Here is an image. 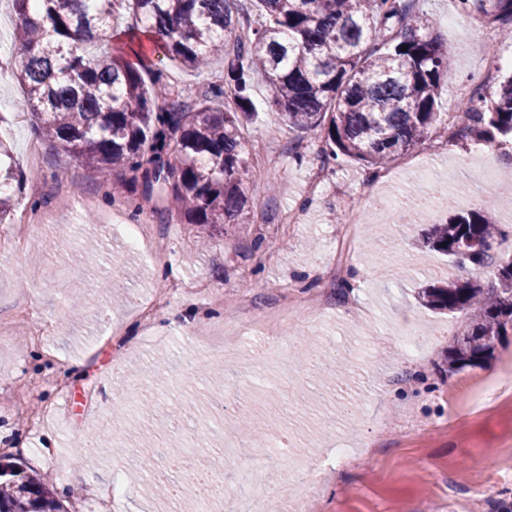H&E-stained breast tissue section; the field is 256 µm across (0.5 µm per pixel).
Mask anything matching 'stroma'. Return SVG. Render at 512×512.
<instances>
[{
	"mask_svg": "<svg viewBox=\"0 0 512 512\" xmlns=\"http://www.w3.org/2000/svg\"><path fill=\"white\" fill-rule=\"evenodd\" d=\"M420 7L448 49L440 112L461 88L497 85L476 46L511 56L501 25L467 15L458 0ZM15 24L0 0V140L22 177L6 222L22 216L39 232L23 250L0 253V448L64 493L72 512H185L197 494L190 467L210 474L213 512H224L227 474L245 468L279 512H293L313 466L326 470L312 490L318 512H498L512 503V333L480 366L449 372L461 319L415 300L418 288L460 276L416 239L493 196L512 166L442 136L392 161L377 186L346 159L309 194L320 135L290 133L258 77L244 137L250 166L272 161V196H259L244 222L205 248L203 227L154 214L148 233L162 250L133 252L125 202L108 199L92 169L43 144L32 121H16ZM361 194L365 214L348 223ZM291 209L301 223H282ZM115 276L122 287L105 295ZM163 290L165 305L143 322L140 304ZM24 306L50 320L42 340L19 322ZM289 306L298 316L284 335L246 326L236 345L220 338L244 308ZM243 414L264 433L261 446L242 442ZM32 417L38 429L27 428ZM172 448L190 449L188 467L171 463ZM145 456L151 469L140 466ZM116 479L124 491L102 510L97 493Z\"/></svg>",
	"mask_w": 512,
	"mask_h": 512,
	"instance_id": "1",
	"label": "stroma"
}]
</instances>
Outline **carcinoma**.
<instances>
[{
  "mask_svg": "<svg viewBox=\"0 0 512 512\" xmlns=\"http://www.w3.org/2000/svg\"><path fill=\"white\" fill-rule=\"evenodd\" d=\"M11 2L19 106L43 139L111 183L114 195L122 190L110 182L114 172L152 176L144 195L159 191L189 224H237L260 193L242 136L257 74L288 129L321 133L328 165L347 157L376 176L390 159L448 128L437 101L448 50L415 0H91L83 9L78 0ZM460 2L512 38V0ZM127 13L159 36L163 58L202 78L192 104L160 103L163 94L180 92L136 36L123 48L108 46L112 25ZM214 57L224 60L215 81L208 74ZM457 128L456 138L512 155V73L459 114ZM19 185L10 147L0 141V220ZM491 213L483 201L422 235L423 247L476 274L418 293L431 310L463 314L448 349L450 373L491 358L512 331V258L492 255L501 231ZM0 512L64 508L41 478L0 455Z\"/></svg>",
  "mask_w": 512,
  "mask_h": 512,
  "instance_id": "1",
  "label": "carcinoma"
}]
</instances>
